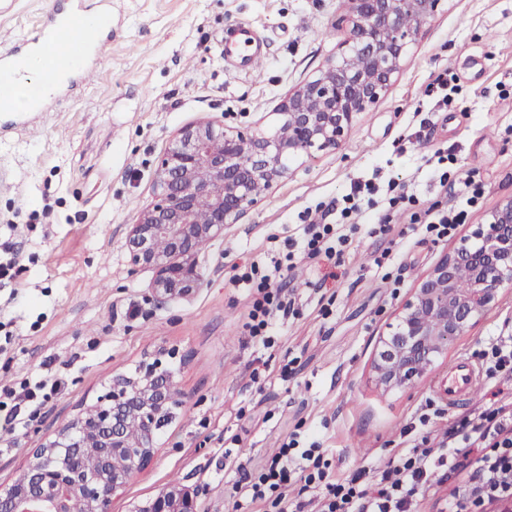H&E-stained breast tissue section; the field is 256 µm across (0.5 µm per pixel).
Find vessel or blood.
<instances>
[{
	"label": "vessel or blood",
	"instance_id": "vessel-or-blood-1",
	"mask_svg": "<svg viewBox=\"0 0 512 512\" xmlns=\"http://www.w3.org/2000/svg\"><path fill=\"white\" fill-rule=\"evenodd\" d=\"M88 18L86 7L80 4L64 14L57 7H49L37 33L19 42L0 63V70L11 73L14 78H23L26 58L39 54L56 76L88 79L93 73L89 61L103 50L100 34L111 26L112 14L108 9H99L97 24L93 27L89 26ZM219 44L225 62L243 70L254 71L264 58L256 32L245 23L226 29ZM482 382L480 368L469 358L460 357L449 367L437 390L453 407L474 395Z\"/></svg>",
	"mask_w": 512,
	"mask_h": 512
}]
</instances>
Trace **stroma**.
<instances>
[{
    "label": "stroma",
    "mask_w": 512,
    "mask_h": 512,
    "mask_svg": "<svg viewBox=\"0 0 512 512\" xmlns=\"http://www.w3.org/2000/svg\"><path fill=\"white\" fill-rule=\"evenodd\" d=\"M52 0H12L0 11V52L38 29ZM341 0H111L112 31L96 59L100 81L63 89L40 116L42 131L0 137V255H23L21 271L0 288V386L55 376L61 389L35 421L0 418V483L11 482L32 448L102 395L114 372L135 373L149 356L178 375L185 403L158 434L157 457L134 476L111 512H127L173 484L194 489L200 512H227L237 479L224 464L230 438L245 432L240 455L258 465L291 434L327 448L337 472L376 467L413 444L406 424L427 417L441 436L477 411L490 394L449 408L437 392L456 357L481 364L489 337L512 332V288L448 346L426 375L395 391L380 389L371 365L402 302L454 242L419 233L396 241L376 266L380 245L360 235L347 251V275L309 290L313 270L291 272L297 316L281 321L270 348L243 325L249 291L233 266L270 261L269 239L300 237L317 210L357 181L394 180L422 206L453 196L431 179L425 161L451 151L457 182L481 177L482 209L512 197V0H445L423 28L389 96L360 113L332 153L291 163L265 202L205 246L203 283L185 299L156 302L151 272L130 273L129 224L155 200V168L176 132L210 122L262 125L289 89L332 59L342 32ZM251 25L266 60L255 75L225 64L218 45L226 28ZM457 94L442 106L436 78ZM176 357H169V350ZM297 372L280 375L284 360ZM268 373L253 383L252 371Z\"/></svg>",
    "instance_id": "35a3bbf8"
}]
</instances>
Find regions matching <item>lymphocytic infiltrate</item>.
<instances>
[{
	"label": "lymphocytic infiltrate",
	"instance_id": "1",
	"mask_svg": "<svg viewBox=\"0 0 512 512\" xmlns=\"http://www.w3.org/2000/svg\"><path fill=\"white\" fill-rule=\"evenodd\" d=\"M376 191L371 183L354 186L343 198L341 225L322 219L307 224L301 239H285L284 258L272 260L270 267L240 266L233 280L251 290L244 324L251 338L272 346L278 319L294 314L287 284L298 263L306 261L317 268L319 277L310 283L316 290L345 275L351 237L344 221H363L369 236L383 240L396 230L404 236L423 230L449 237L481 204L485 185L479 179L467 180L457 192V204L422 210V221L401 229L396 228L394 216L419 208L418 198L394 182L388 184L384 198H376ZM60 387L57 380L23 379L18 388L0 390V412L7 422H15L22 408H40ZM442 467L451 483L444 512H481L488 504L512 503V392L449 424L439 447L421 441L389 459L373 481L363 467L337 476L319 443L304 447L298 438H290L264 466H237L233 509L241 512L242 507L267 503L278 512H413L418 498L429 489L431 471ZM293 485L300 493L295 500L288 496Z\"/></svg>",
	"mask_w": 512,
	"mask_h": 512
}]
</instances>
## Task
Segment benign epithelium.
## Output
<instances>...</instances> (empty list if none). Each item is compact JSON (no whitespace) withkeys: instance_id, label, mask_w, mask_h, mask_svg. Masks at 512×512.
<instances>
[{"instance_id":"1","label":"benign epithelium","mask_w":512,"mask_h":512,"mask_svg":"<svg viewBox=\"0 0 512 512\" xmlns=\"http://www.w3.org/2000/svg\"><path fill=\"white\" fill-rule=\"evenodd\" d=\"M337 26L349 35L336 58L310 81L294 87L279 105L278 128L224 129L207 122L181 128L159 158L158 195L130 225L125 248L130 271L150 269V290L167 300L191 295L202 284V249L224 236L288 176V160L336 150L357 114L389 92L409 47L445 0H343ZM209 202L206 217L197 203ZM465 268L466 292L457 288ZM512 284V198L443 255L402 303L394 331L381 339L372 365L385 391L422 378L448 344L499 300ZM183 393L160 359L145 360L135 376L112 375V385L31 452L16 479L0 484V512H109L112 498L156 456V435ZM135 425L138 435L128 429ZM129 512H199L194 493L169 486L132 505Z\"/></svg>"}]
</instances>
